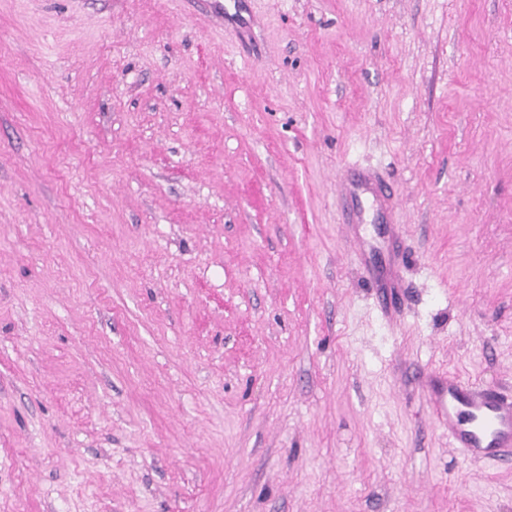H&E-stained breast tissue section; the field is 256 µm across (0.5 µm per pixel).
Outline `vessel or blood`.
I'll return each mask as SVG.
<instances>
[{
  "label": "vessel or blood",
  "mask_w": 512,
  "mask_h": 512,
  "mask_svg": "<svg viewBox=\"0 0 512 512\" xmlns=\"http://www.w3.org/2000/svg\"><path fill=\"white\" fill-rule=\"evenodd\" d=\"M435 412L466 455L512 462V400L452 376L435 397Z\"/></svg>",
  "instance_id": "1"
}]
</instances>
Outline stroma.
<instances>
[{
    "label": "stroma",
    "mask_w": 512,
    "mask_h": 512,
    "mask_svg": "<svg viewBox=\"0 0 512 512\" xmlns=\"http://www.w3.org/2000/svg\"><path fill=\"white\" fill-rule=\"evenodd\" d=\"M439 372L512 397V0H0V512H512Z\"/></svg>",
    "instance_id": "obj_1"
}]
</instances>
